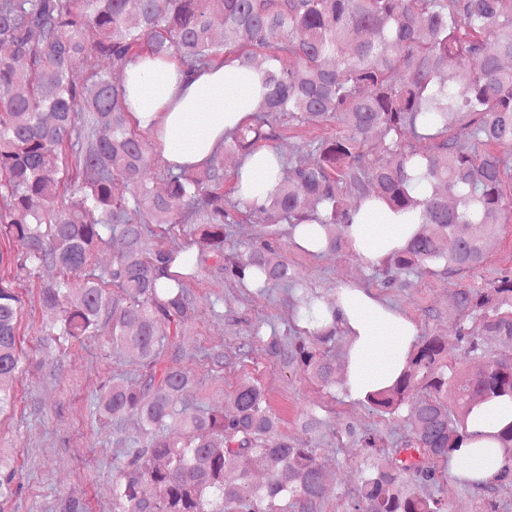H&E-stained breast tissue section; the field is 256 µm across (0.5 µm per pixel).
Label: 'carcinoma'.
I'll return each instance as SVG.
<instances>
[{"mask_svg":"<svg viewBox=\"0 0 512 512\" xmlns=\"http://www.w3.org/2000/svg\"><path fill=\"white\" fill-rule=\"evenodd\" d=\"M244 39L274 50L263 68L268 92L225 146L246 156L278 138L283 117L344 129L309 144L313 163L281 162L260 204L227 198L217 157L203 169L168 172L166 193H154L142 178L151 156L131 129L124 84L104 73L81 86L69 77L89 44L114 68L149 54L174 56L194 73L231 55L252 64ZM2 46L0 240L22 251L9 259L13 274L0 277V414L14 405L16 380L38 370L23 363L17 280L54 268L58 277L38 286L48 319L41 343L81 346L104 329L143 367L137 385L111 380L96 395L98 416H134L143 433L118 440L126 448L112 470L115 512H314L325 492L321 465L310 442L282 433L260 382L240 384L222 411L177 407V394L193 382L178 366L180 330L196 312L188 281L212 258L219 273L256 294L290 286L312 328L289 340L262 336L265 353L330 389L336 319L322 324L319 296L273 260L278 234L241 242L224 259L242 210L276 213L292 228L314 221L330 252L342 250L345 229L369 199L418 213L416 236L380 261L385 288L432 266L449 274L482 266L499 224L512 223V190L501 178L512 164V0H0ZM450 61L460 69L454 81L443 77ZM450 116L465 122L470 147L448 132ZM376 131L385 154L366 168L361 159ZM406 131L430 149L403 143ZM118 180L128 196H114ZM173 199L184 202L179 217ZM151 222L197 225L196 254L149 245ZM461 225L471 233L456 235ZM114 235L123 250L97 274L92 261ZM175 263L182 272L171 274ZM456 304V340L471 370L457 374L448 337L426 334L400 378L364 398L380 416L405 415L409 437L382 460L376 433L347 427L366 455L345 512H449L444 498L407 490L408 480L438 486L439 463L460 450L471 410L512 399V357L486 350L488 336L512 346V268L489 288L458 289ZM173 421L186 428L183 438L168 436ZM496 439L502 464L482 486L488 493L512 486V422ZM256 459L271 471L266 484L250 480ZM230 471L238 481L225 480ZM19 492L12 462L0 456V499Z\"/></svg>","mask_w":512,"mask_h":512,"instance_id":"obj_1","label":"carcinoma"}]
</instances>
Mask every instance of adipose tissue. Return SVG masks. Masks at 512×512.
<instances>
[{
    "label": "adipose tissue",
    "mask_w": 512,
    "mask_h": 512,
    "mask_svg": "<svg viewBox=\"0 0 512 512\" xmlns=\"http://www.w3.org/2000/svg\"><path fill=\"white\" fill-rule=\"evenodd\" d=\"M125 95L141 127H158L163 157L176 171L209 163L223 147L225 135L247 121L264 95L263 74L232 62L190 76L173 60L143 55L127 67ZM277 171L271 150L260 148L247 155L237 172L238 196L249 203L261 202ZM417 230V214H397L372 203L357 213L346 234L356 254L375 264L404 247ZM335 311L353 340L347 369L351 394L362 397L391 386L415 342V325L360 288H342ZM509 422L512 401L475 407L466 424L470 439L449 459V475L481 481L495 472L501 463L496 434Z\"/></svg>",
    "instance_id": "ef3b65f1"
}]
</instances>
